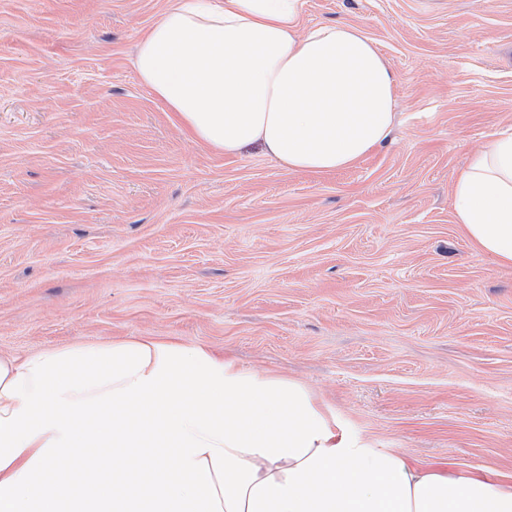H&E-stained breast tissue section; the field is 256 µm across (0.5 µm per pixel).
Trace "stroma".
Returning a JSON list of instances; mask_svg holds the SVG:
<instances>
[{
	"instance_id": "1",
	"label": "stroma",
	"mask_w": 512,
	"mask_h": 512,
	"mask_svg": "<svg viewBox=\"0 0 512 512\" xmlns=\"http://www.w3.org/2000/svg\"><path fill=\"white\" fill-rule=\"evenodd\" d=\"M168 0H0V354L150 336L305 384L413 462L512 480V267L452 188L512 129V0H302L397 75L392 142L293 172L192 142L134 52Z\"/></svg>"
}]
</instances>
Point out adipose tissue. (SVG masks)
I'll return each mask as SVG.
<instances>
[{
  "label": "adipose tissue",
  "instance_id": "adipose-tissue-1",
  "mask_svg": "<svg viewBox=\"0 0 512 512\" xmlns=\"http://www.w3.org/2000/svg\"><path fill=\"white\" fill-rule=\"evenodd\" d=\"M301 7L172 0L140 82L217 151L349 168L390 138L397 76L356 26L301 30ZM453 210L512 266L511 130L470 154ZM0 512H512V484L413 464L298 381L138 336L0 356Z\"/></svg>",
  "mask_w": 512,
  "mask_h": 512
}]
</instances>
